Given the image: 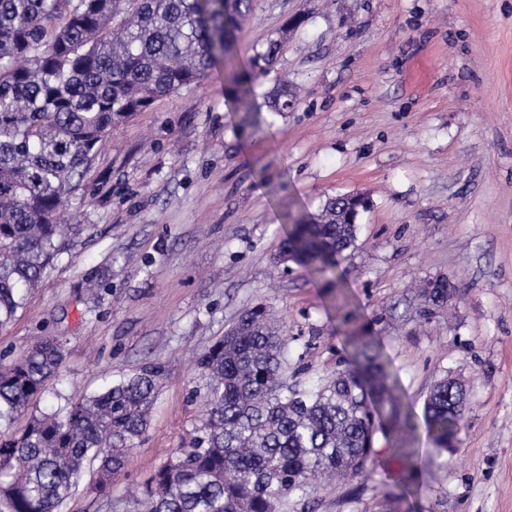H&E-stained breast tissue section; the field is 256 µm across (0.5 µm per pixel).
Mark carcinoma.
<instances>
[{
    "label": "carcinoma",
    "instance_id": "1",
    "mask_svg": "<svg viewBox=\"0 0 512 512\" xmlns=\"http://www.w3.org/2000/svg\"><path fill=\"white\" fill-rule=\"evenodd\" d=\"M251 0H0V327L25 308L28 290L64 251L77 224L60 223L64 200L80 190L112 130L156 97L198 86L232 45ZM280 42L256 54L259 74ZM295 104L280 88L271 107ZM360 195L330 197L282 247L294 259L334 272L352 246ZM424 306L442 308L452 289L437 279ZM63 346L45 336L0 356V420L27 414L58 376ZM204 418L188 444L132 496L130 512H313L317 478L354 479L374 452L368 393L398 413L378 356L361 369L340 362L315 388L295 381L288 336L265 311H245L196 360ZM164 369L150 364L72 402L0 433V505L5 512H61L85 465L98 462L96 489L112 502V482L145 434ZM465 403L444 377L425 402L428 432L448 449Z\"/></svg>",
    "mask_w": 512,
    "mask_h": 512
}]
</instances>
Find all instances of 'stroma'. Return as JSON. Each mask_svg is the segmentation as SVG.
<instances>
[{"label": "stroma", "instance_id": "35a3bbf8", "mask_svg": "<svg viewBox=\"0 0 512 512\" xmlns=\"http://www.w3.org/2000/svg\"><path fill=\"white\" fill-rule=\"evenodd\" d=\"M275 39L242 95L228 71ZM283 82L298 100L276 112ZM342 194L368 207L335 273L277 265L291 225ZM65 208L82 232L0 328V350L63 342L31 413L165 374L110 498L88 471L63 512H126L203 417L197 356L256 306L286 321L305 384L370 344L401 406L388 433L371 402L366 474L314 493L315 512H512V0H253L230 61L114 130ZM442 277L448 306L423 316L419 289ZM446 376L467 401L440 455L425 401ZM413 456L448 465L431 476Z\"/></svg>", "mask_w": 512, "mask_h": 512}]
</instances>
